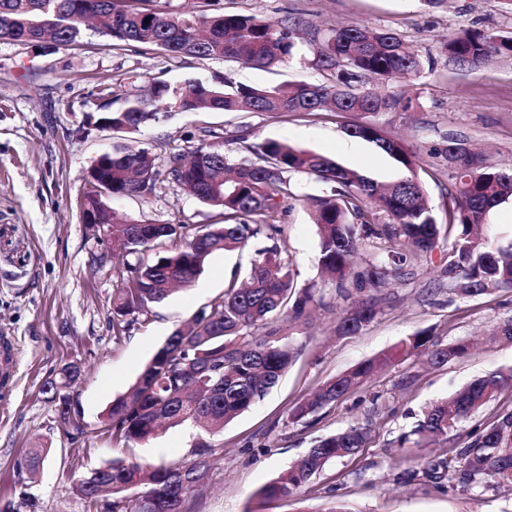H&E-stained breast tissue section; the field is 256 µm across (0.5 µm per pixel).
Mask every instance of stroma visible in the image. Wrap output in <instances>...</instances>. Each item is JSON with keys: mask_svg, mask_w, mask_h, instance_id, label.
Here are the masks:
<instances>
[{"mask_svg": "<svg viewBox=\"0 0 512 512\" xmlns=\"http://www.w3.org/2000/svg\"><path fill=\"white\" fill-rule=\"evenodd\" d=\"M220 5L228 13L271 21L290 15L307 31L322 34L339 24L366 23L397 33L418 50L430 64L423 76L386 84L391 94L408 98V110L381 113L376 122L386 135L418 150L420 176L438 223L448 221L450 179L442 154L448 138L483 152L490 164H512V58L470 71L448 64L440 52L448 34L460 28L512 31V13L501 0H448L439 7L424 0H220ZM316 50V44H304L300 58L270 71L225 61L183 63L134 43L116 50L93 34L75 47L0 41V343L12 346L8 384L0 386V512H111V497L92 505L75 490L91 469L115 459L176 464L191 459L200 443L211 445L214 454L185 512H315L334 499L357 512H512V483L443 491L421 475L428 461L466 446L475 429L511 409L512 390L463 422L447 443L393 445L433 401L512 366V342L491 335L499 322L512 319V289L459 298L443 275L451 249L443 237L413 275L383 289L370 324L354 335H336L346 303L317 269L318 230L309 208L299 202L276 222L298 273L297 287L319 289L322 302L308 321H280L298 355L278 384L216 434L185 423L161 429L148 442L128 443L115 440L104 426L113 400L131 388L175 329L223 295L233 272H246L250 253L213 254L193 286L154 305L148 319L134 322L126 337L114 342L111 297L114 271L123 259L86 231L76 207L87 170L118 138L92 117L95 98L108 86L117 105L153 82L224 74L251 86L323 83L330 73L313 65ZM350 121V115L334 112L177 113L145 129L138 144L164 155L186 149L200 127L208 126L230 138L224 151L236 163L248 156L234 141L245 128L253 143L281 140L384 183L401 179L404 171L393 159L346 134ZM112 205L128 218L161 224L217 220L214 208L170 181L150 200L122 197ZM421 330L439 344L467 341L472 348L439 367L420 353L403 356L316 417L289 423V410L326 382ZM67 363L77 364L81 373L66 390L71 422L64 425L42 386ZM352 423L369 430L356 458L331 461L293 494L260 498V489L315 440ZM35 446L49 454L31 477L22 463ZM406 470L416 472V479H400Z\"/></svg>", "mask_w": 512, "mask_h": 512, "instance_id": "obj_1", "label": "stroma"}]
</instances>
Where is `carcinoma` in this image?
I'll list each match as a JSON object with an SVG mask.
<instances>
[{
  "label": "carcinoma",
  "mask_w": 512,
  "mask_h": 512,
  "mask_svg": "<svg viewBox=\"0 0 512 512\" xmlns=\"http://www.w3.org/2000/svg\"><path fill=\"white\" fill-rule=\"evenodd\" d=\"M153 0H0V40L23 45L78 46L83 24L91 20L96 32L120 48L129 42L162 51L175 59L233 61L267 70L289 63L299 54L296 31L300 22L288 17L269 21L255 15H212L202 0L197 12H166ZM448 62L476 70L493 56L512 57V36L495 31L458 29L442 43ZM314 65L330 71L325 83H284L273 87L235 85L227 77L190 80L172 86L156 83L148 94H131L123 106L100 120L116 132L137 133L161 112H345L365 117L345 128L393 158L409 175L381 184L336 161L302 147L266 139L247 146L257 161L228 166L224 136L201 130V144L186 158L184 152L159 157L148 149L132 150L122 142L99 155L95 174L77 202L82 220H106L112 213L110 241L136 261L117 271L112 291V336L120 342L137 317L165 301L176 285L190 287L217 252L244 250L259 236L267 245L254 251L248 283L231 278L224 295L198 310L186 329L175 330L157 349L137 381L113 400L107 412L112 436L142 442L159 425L203 421L213 433L263 399L274 387L297 350L280 335V319L296 324L308 319L318 300L309 288L296 290L293 263L282 242L279 211L298 196L291 176H315L329 192L304 202L318 229V264L335 282L345 300L351 283L365 298L346 309L336 325L339 336L360 332L378 313L379 290L419 267L439 241L441 229L452 238L451 260L445 274L464 298L512 288V242L492 246L478 237L488 212L512 199V164L490 165L457 140L448 139L445 158L453 180L448 225L437 223L424 198L417 174V152L387 136L371 118L392 110L398 100L382 85L397 75L418 77L421 55L399 35L361 23L331 30L320 42ZM364 77L378 85L357 88ZM172 181L202 203L221 210L224 221L214 224H151L129 219L111 209L101 189L114 197H151L163 181ZM385 239L383 257L358 265L363 246ZM154 252L144 261L143 253ZM469 344L440 345L419 332L394 349L359 364L327 382L311 398L296 404L289 419L297 423L335 404L404 353L424 351L434 365L467 355ZM76 379L72 369L47 381L52 394ZM512 388V367L478 378L449 398L438 401L397 440L398 446L442 444L448 433L468 420L497 394ZM368 440V429L351 424L321 438L286 476L266 484V499L298 490L330 461L356 456ZM208 464L190 459L178 465L127 463L115 459L96 468L112 484V512H183L187 495L202 483ZM424 476L436 487L455 480L463 486L488 488L491 481L512 480V410L499 413L475 431L470 443L456 453L432 461ZM136 487V496L124 492Z\"/></svg>",
  "instance_id": "1"
}]
</instances>
